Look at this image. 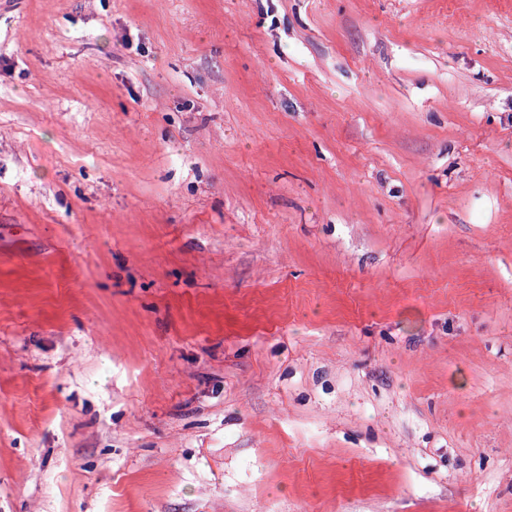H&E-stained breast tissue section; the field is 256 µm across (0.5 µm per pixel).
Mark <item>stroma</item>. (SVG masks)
<instances>
[{
  "mask_svg": "<svg viewBox=\"0 0 512 512\" xmlns=\"http://www.w3.org/2000/svg\"><path fill=\"white\" fill-rule=\"evenodd\" d=\"M0 512H512V0H0Z\"/></svg>",
  "mask_w": 512,
  "mask_h": 512,
  "instance_id": "obj_1",
  "label": "stroma"
}]
</instances>
